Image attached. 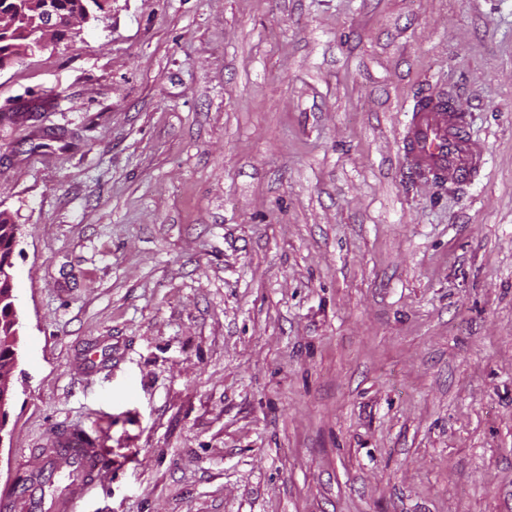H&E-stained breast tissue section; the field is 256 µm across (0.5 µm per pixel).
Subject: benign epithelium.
I'll return each instance as SVG.
<instances>
[{
  "instance_id": "7a95c632",
  "label": "benign epithelium",
  "mask_w": 512,
  "mask_h": 512,
  "mask_svg": "<svg viewBox=\"0 0 512 512\" xmlns=\"http://www.w3.org/2000/svg\"><path fill=\"white\" fill-rule=\"evenodd\" d=\"M37 11V24L25 30L22 38L27 43L19 47L23 58L60 44V33L67 32V38L75 40L87 23L89 14L75 12L61 16L51 0H24L23 9ZM0 223L8 234V246L0 248V446L3 445L4 431L8 422V407L14 392V373L18 364L19 316L14 295L11 274L12 255L18 243L19 225L10 221L7 213L0 211Z\"/></svg>"
}]
</instances>
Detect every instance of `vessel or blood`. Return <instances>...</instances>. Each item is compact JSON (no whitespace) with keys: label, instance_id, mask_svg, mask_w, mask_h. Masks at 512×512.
Segmentation results:
<instances>
[{"label":"vessel or blood","instance_id":"vessel-or-blood-1","mask_svg":"<svg viewBox=\"0 0 512 512\" xmlns=\"http://www.w3.org/2000/svg\"><path fill=\"white\" fill-rule=\"evenodd\" d=\"M471 117L445 93L415 99L401 135L406 170L442 185L462 189L484 169L470 137ZM41 454L43 469L25 475L0 494V512H77L108 463L100 442L84 427L52 432Z\"/></svg>","mask_w":512,"mask_h":512}]
</instances>
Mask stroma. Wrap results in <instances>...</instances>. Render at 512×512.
I'll use <instances>...</instances> for the list:
<instances>
[{"label": "stroma", "instance_id": "stroma-1", "mask_svg": "<svg viewBox=\"0 0 512 512\" xmlns=\"http://www.w3.org/2000/svg\"><path fill=\"white\" fill-rule=\"evenodd\" d=\"M446 90L487 160L405 174ZM21 227L0 490L79 512H512V0H112L0 70ZM39 452L44 458L43 469L21 476L0 494L1 512H77L108 464L98 438L81 426L52 432L46 448ZM59 460L65 461V471L59 470Z\"/></svg>", "mask_w": 512, "mask_h": 512}]
</instances>
